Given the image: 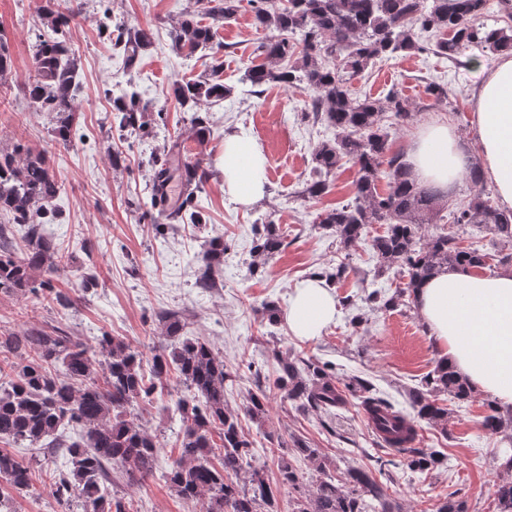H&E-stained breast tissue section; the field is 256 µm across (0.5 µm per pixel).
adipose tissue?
Wrapping results in <instances>:
<instances>
[{
	"label": "adipose tissue",
	"instance_id": "ef3b65f1",
	"mask_svg": "<svg viewBox=\"0 0 512 512\" xmlns=\"http://www.w3.org/2000/svg\"><path fill=\"white\" fill-rule=\"evenodd\" d=\"M476 71L473 124L480 176L493 185L501 208L512 211V53ZM409 154L415 177L444 191L468 165L454 130L443 123L425 125ZM221 167L224 192L235 201L247 206L264 196L267 162L253 139L225 137ZM417 303L442 356L473 386L512 406V269L491 276L448 269L419 289ZM336 311L330 291L310 281L297 288L288 325L294 335L311 339Z\"/></svg>",
	"mask_w": 512,
	"mask_h": 512
}]
</instances>
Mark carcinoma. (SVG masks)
Segmentation results:
<instances>
[{"label":"carcinoma","instance_id":"cac0c4a2","mask_svg":"<svg viewBox=\"0 0 512 512\" xmlns=\"http://www.w3.org/2000/svg\"><path fill=\"white\" fill-rule=\"evenodd\" d=\"M255 23L273 31L260 47L263 61L246 68L239 79L253 88L269 84L285 89L302 88L312 93L313 118L335 130L334 137L314 151L316 178L308 181L302 196L316 201L328 193V177L349 163L355 170L354 195L344 204L322 210L318 224L336 230L342 250L366 241L370 224H384L386 231L370 241L381 271L397 267L407 279L390 297L376 289L365 302L384 308L399 299L414 298V290L448 266L484 269L492 258L497 265L512 264V212L501 210L491 193L481 190L467 202L449 209L452 223L475 226L492 234L501 244L492 255L479 247H462L445 231L419 236L423 224L440 218L443 207L438 191L422 185L404 155L391 151L389 128L408 126L415 107L397 90L383 97H355L354 79L376 60L402 53L432 54L454 60L469 46L501 54L512 51V25L500 28L480 23L486 0H250ZM201 14L211 23L183 21L172 34L171 49L189 57L215 45L218 28L234 18L241 0H197ZM49 33L36 36L33 57L37 75L27 95L38 112L55 126V141L68 144L75 120L74 102L79 90L77 58L68 38L74 16L47 4ZM454 32L451 38L424 39V33ZM115 50L132 68L152 46L151 33L140 27L117 26L111 37ZM224 84V62L214 59L198 78L176 80L172 94L182 107L201 101L220 102L231 96ZM425 93L431 105L448 103L447 85L430 81ZM150 102L141 99L133 84L112 100V125L136 134L146 125ZM206 118L194 114L190 128L175 140L152 152L153 170L147 202L175 224H199L198 193L208 173L200 162L180 159L189 140L200 141L207 131ZM387 181V191L378 183ZM177 182L180 191L169 197ZM64 188L44 155H34L24 145L0 152V289L21 290L37 299L48 298L59 306L68 298L55 290L54 281L67 265L53 237L45 230L53 201ZM282 235L268 223L257 230L253 256L264 261L281 251ZM205 265L197 275L200 288L215 285L216 269L224 263V239L212 237L204 244ZM170 345L151 358L114 336L99 339L91 350L70 336L31 331L22 336H0V440L44 448L53 457L68 456L69 467L55 472L57 500L80 501L81 512H127L125 505L108 499L109 472L116 466L128 481L137 483L155 473L159 442L145 428L126 419L127 413L155 399L176 372L186 395L174 402L179 416L177 455L168 459L163 479L181 498L206 500V512H278L275 494L263 470L252 465L254 444L244 435L238 414L229 410L226 391L235 377L224 360L200 341L178 340L182 323L174 312L159 315ZM61 366L67 380L57 377ZM273 387L285 394L298 411L329 410L343 402L336 386L334 367L313 358L280 357ZM246 414L264 421L270 394L255 379ZM345 389L361 399L374 416L375 435L382 450L408 453V467L422 474L446 463L435 450L413 447L416 421L440 424L448 416L446 395L469 402L475 391L452 367L436 362L409 391L408 408L385 397L374 385L356 377ZM484 429L496 435L512 426V412L503 418L487 403ZM319 449L303 442L277 457L281 483L295 486L300 480L292 459H315ZM0 481L14 489H27L31 467L7 450L0 449ZM292 512H391L387 486L363 468H349L340 478L329 476L315 490L296 499ZM495 512H512V482L497 485Z\"/></svg>","mask_w":512,"mask_h":512}]
</instances>
